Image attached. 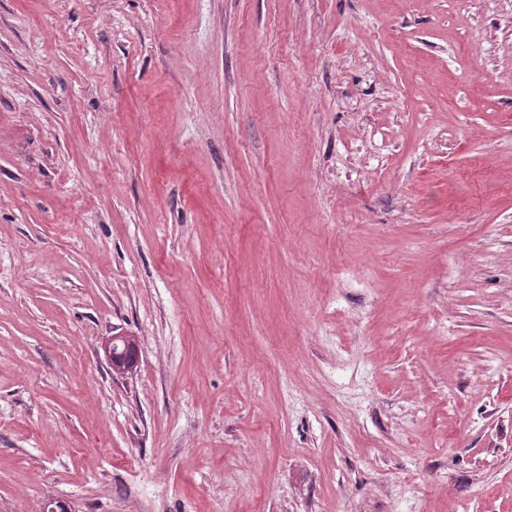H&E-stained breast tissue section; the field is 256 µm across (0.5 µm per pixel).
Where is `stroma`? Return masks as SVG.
<instances>
[{
	"label": "stroma",
	"mask_w": 512,
	"mask_h": 512,
	"mask_svg": "<svg viewBox=\"0 0 512 512\" xmlns=\"http://www.w3.org/2000/svg\"><path fill=\"white\" fill-rule=\"evenodd\" d=\"M52 498L512 512V0H0V512Z\"/></svg>",
	"instance_id": "35a3bbf8"
}]
</instances>
